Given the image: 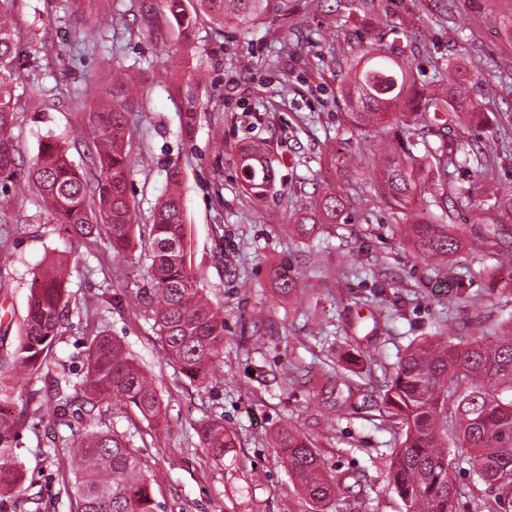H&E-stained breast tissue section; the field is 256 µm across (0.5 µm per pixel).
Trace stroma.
<instances>
[{
    "instance_id": "1",
    "label": "stroma",
    "mask_w": 512,
    "mask_h": 512,
    "mask_svg": "<svg viewBox=\"0 0 512 512\" xmlns=\"http://www.w3.org/2000/svg\"><path fill=\"white\" fill-rule=\"evenodd\" d=\"M139 0H16L13 15L27 81L40 101L21 100L12 130L19 167L0 188V358L17 341L28 284L48 259L75 260L70 311L38 377L7 369L13 412L25 424L16 440L26 476L0 512H76L69 446L94 423L123 438L141 460L161 512H405L389 485L400 429L380 413L381 394L410 341L453 326L468 339L494 341L512 314V280L471 243L482 236L499 198L512 195V0H271L258 19L220 27L199 18L189 35L153 19ZM100 29L97 46L82 33ZM187 45L192 73L168 49ZM374 44L408 46L419 91L457 68L474 110L458 113L439 138L422 104L402 106L407 124L356 126L343 94L352 67ZM122 71L139 103L127 112L126 144L136 162L127 202L136 227L129 255L103 257L102 241L68 233L29 189L43 143L91 133L96 99L78 102L84 83L105 87ZM197 87V121L184 132L180 87ZM266 142L276 169L267 197L246 191L239 149ZM464 144L438 168L440 190L426 188L410 213L382 194L387 156L425 145ZM184 176L187 264L224 319L215 378L197 383L165 355L151 313L137 295L149 281L146 253L152 211L169 167ZM328 196L339 217L318 208ZM315 214L312 235L298 218ZM461 227L447 261L421 258L400 233L411 216ZM295 288L284 293L281 283ZM120 341L155 382L159 420L116 402L101 413L75 399L86 375L91 336ZM63 379L73 400L66 415L34 392ZM220 419L235 441L215 458L198 434ZM295 426L323 456L334 500L313 506L275 451L277 433ZM458 512H487L495 495L463 448L450 449Z\"/></svg>"
}]
</instances>
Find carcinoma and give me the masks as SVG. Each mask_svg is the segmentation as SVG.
Instances as JSON below:
<instances>
[{
	"mask_svg": "<svg viewBox=\"0 0 512 512\" xmlns=\"http://www.w3.org/2000/svg\"><path fill=\"white\" fill-rule=\"evenodd\" d=\"M270 0H165L166 20L188 36L198 14L213 23L257 19ZM14 0H0V184L16 174L17 149L11 130L18 101L14 86L23 80L18 65L13 25ZM442 90L427 96L423 111L435 119L445 116L439 130L448 128L450 105L466 97L457 69L440 74ZM413 67L401 48L371 47L366 60L354 67L345 93L350 117L359 126L373 127L388 118L394 102L411 95ZM135 100L127 84L116 78L101 90L91 143L85 144L88 170L80 171L70 158L71 146L45 145L30 172L35 192L54 220L82 238L104 240V252L120 256L131 245L134 217L126 191L134 161L125 148L126 112ZM195 89L186 86L181 113L186 129L194 126ZM243 183L258 198L275 181V169L263 147L247 144L239 150ZM429 165L414 154L392 156L383 171L382 190L396 206L409 203L428 181ZM170 191L154 209L151 224L149 273L153 292L152 320L170 359L189 378L205 380L211 365L224 351V319L200 294L196 277L188 270L183 252L185 214L182 171L167 172ZM407 240L426 259L443 260L460 247V233L446 224L415 221L406 225ZM71 267L46 266L29 286V302L20 336L11 353L12 367L37 371L41 358L62 335L70 297L66 284ZM82 402L90 411L102 410L120 395L147 420L161 416V401L140 366L116 339L102 333L88 348V372ZM13 388L0 382V499L23 479L13 445L23 416L6 412ZM71 399L59 384L46 391L45 403L56 414L66 413ZM401 430V441L390 465V483L406 512H457V488L448 470V449L465 448L479 479L497 491L496 512L512 503V317L499 326L497 340L485 344L454 340L443 333L407 348L386 385L382 407ZM199 434L220 458L234 447L223 420L202 424ZM277 448L289 472L308 500L321 504L334 491L333 478L322 456L293 427L277 434ZM77 512H159L150 483L133 449L110 429L81 434L72 448Z\"/></svg>",
	"mask_w": 512,
	"mask_h": 512,
	"instance_id": "obj_1",
	"label": "carcinoma"
}]
</instances>
